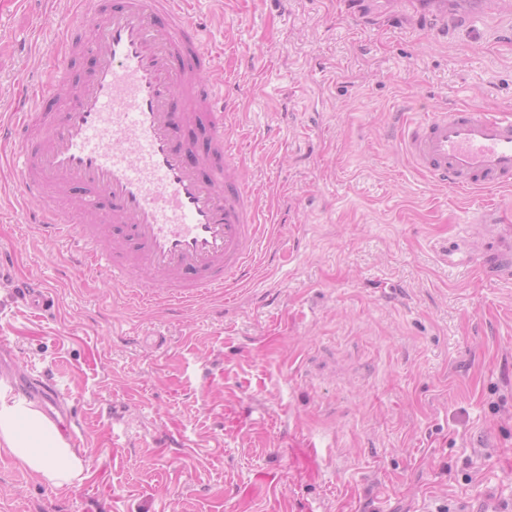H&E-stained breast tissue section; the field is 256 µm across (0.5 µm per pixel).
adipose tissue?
I'll return each mask as SVG.
<instances>
[{
  "label": "adipose tissue",
  "mask_w": 512,
  "mask_h": 512,
  "mask_svg": "<svg viewBox=\"0 0 512 512\" xmlns=\"http://www.w3.org/2000/svg\"><path fill=\"white\" fill-rule=\"evenodd\" d=\"M0 450L43 483L57 489L81 484L85 460L56 422L0 384Z\"/></svg>",
  "instance_id": "obj_1"
}]
</instances>
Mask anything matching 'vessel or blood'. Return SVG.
I'll list each match as a JSON object with an SVG mask.
<instances>
[{
	"instance_id": "b4317fda",
	"label": "vessel or blood",
	"mask_w": 512,
	"mask_h": 512,
	"mask_svg": "<svg viewBox=\"0 0 512 512\" xmlns=\"http://www.w3.org/2000/svg\"><path fill=\"white\" fill-rule=\"evenodd\" d=\"M447 21L449 9L481 12L485 0H410ZM87 74L73 76V57ZM190 0H77L64 57L18 113L0 120V150L19 175L30 228L73 238L75 265L142 302L223 294L252 280L265 239L258 192L244 173L241 141L227 124L236 102L214 72ZM73 79L68 101L57 83ZM401 139L416 171L461 192L512 186V108L426 112ZM483 257L512 274V228ZM25 305L54 299L20 282Z\"/></svg>"
}]
</instances>
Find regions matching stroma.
I'll return each instance as SVG.
<instances>
[{
  "mask_svg": "<svg viewBox=\"0 0 512 512\" xmlns=\"http://www.w3.org/2000/svg\"><path fill=\"white\" fill-rule=\"evenodd\" d=\"M344 2L199 0L277 224L275 263L230 300L138 308L86 278L0 162V378L26 395L53 377L87 466L57 489L0 452V512H512V277L440 254L487 241L481 206L512 225V191L458 197L399 135L404 114L512 107V0L444 34ZM74 8L0 0V116ZM25 305L39 312H47L54 306V299L40 282L21 281L18 284Z\"/></svg>",
  "mask_w": 512,
  "mask_h": 512,
  "instance_id": "35a3bbf8",
  "label": "stroma"
}]
</instances>
